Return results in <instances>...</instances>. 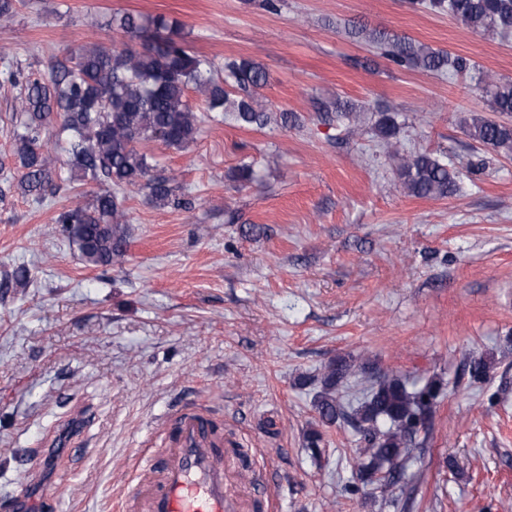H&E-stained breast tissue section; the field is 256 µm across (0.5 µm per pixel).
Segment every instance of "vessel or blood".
Segmentation results:
<instances>
[{"mask_svg":"<svg viewBox=\"0 0 512 512\" xmlns=\"http://www.w3.org/2000/svg\"><path fill=\"white\" fill-rule=\"evenodd\" d=\"M165 425L171 446L162 460L146 462L154 476L134 493L139 512H227L223 434L195 411H178Z\"/></svg>","mask_w":512,"mask_h":512,"instance_id":"obj_1","label":"vessel or blood"}]
</instances>
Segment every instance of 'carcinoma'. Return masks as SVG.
I'll return each mask as SVG.
<instances>
[{
  "label": "carcinoma",
  "instance_id": "carcinoma-1",
  "mask_svg": "<svg viewBox=\"0 0 512 512\" xmlns=\"http://www.w3.org/2000/svg\"><path fill=\"white\" fill-rule=\"evenodd\" d=\"M432 11L448 13L472 30L504 36L512 31V0H418ZM108 26L151 46L141 51L80 45L66 50L46 77L20 82L19 74L4 73L3 80L22 84L17 99L21 129L14 131L13 155L18 162L20 191L39 202L61 177L58 160L48 143L63 147L69 173L105 187L89 203L60 210L55 223L78 250L87 267L108 268L125 260L128 217L120 191L144 189L160 206L170 203L178 188V175L152 174L151 156L142 146L161 141L184 149L197 140L203 113L232 112L242 127L263 125L258 89L267 83L264 67L250 60L224 62L227 79L211 76V65L173 37L177 22L164 16L114 14ZM352 34L379 48L399 66L418 65L434 73L469 69L462 57L425 48L406 36L385 29L352 28ZM195 90L204 96L197 106L189 98ZM493 111L512 114V80L486 88ZM375 135L388 141L397 136L394 116L383 111ZM470 137L498 152L512 153V124L474 118ZM404 191L417 198H445L457 187L453 166L428 153L415 152L399 159ZM490 362L484 358L468 363L474 382L484 381ZM368 383L362 396L346 402L341 388L352 377ZM313 407L321 422L347 423L357 434L360 448L353 471L357 481L399 483L403 464L426 439L420 431L433 415L442 386L437 380L419 385L398 375L373 372L367 363L333 358L318 378Z\"/></svg>",
  "mask_w": 512,
  "mask_h": 512
}]
</instances>
